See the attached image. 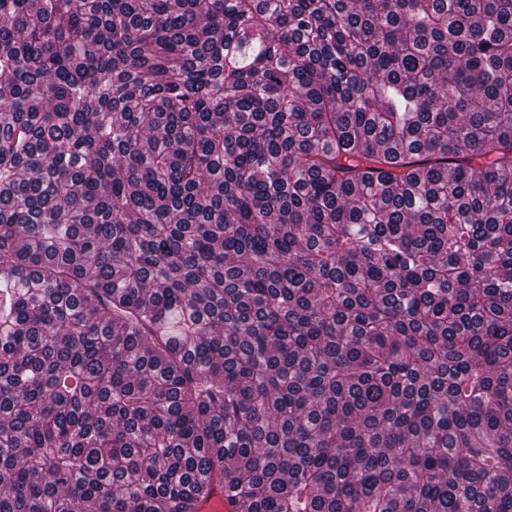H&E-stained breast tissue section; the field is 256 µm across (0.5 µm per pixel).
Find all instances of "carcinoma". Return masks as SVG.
<instances>
[{"instance_id":"1","label":"carcinoma","mask_w":512,"mask_h":512,"mask_svg":"<svg viewBox=\"0 0 512 512\" xmlns=\"http://www.w3.org/2000/svg\"><path fill=\"white\" fill-rule=\"evenodd\" d=\"M512 512V0H0V512Z\"/></svg>"}]
</instances>
